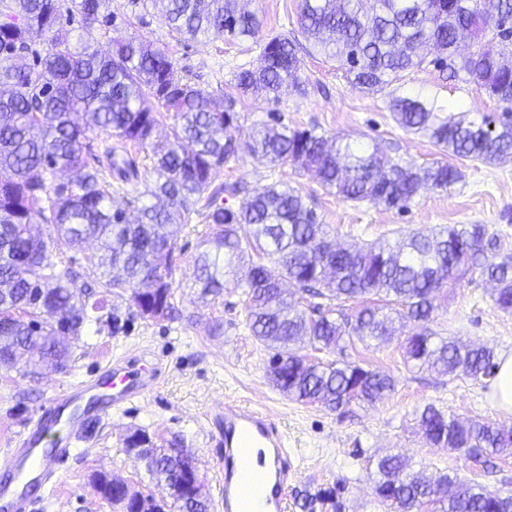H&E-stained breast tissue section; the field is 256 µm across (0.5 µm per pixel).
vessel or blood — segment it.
<instances>
[{"mask_svg": "<svg viewBox=\"0 0 512 512\" xmlns=\"http://www.w3.org/2000/svg\"><path fill=\"white\" fill-rule=\"evenodd\" d=\"M107 371V403L116 407L152 391L159 376L157 369L140 373L120 361ZM101 388L91 381L72 386L63 398L41 410L34 428L10 441L0 454V469L7 474L0 481V512H27L32 491L58 477L71 452V435L83 428L82 404L98 399ZM49 437L54 440L50 450L42 446ZM253 458L259 469L250 467ZM222 471L223 512H252L250 502L257 494L263 497L266 512H281L295 467L277 424L251 405L233 402L224 406Z\"/></svg>", "mask_w": 512, "mask_h": 512, "instance_id": "1", "label": "vessel or blood"}]
</instances>
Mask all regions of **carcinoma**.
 Masks as SVG:
<instances>
[{
  "label": "carcinoma",
  "mask_w": 512,
  "mask_h": 512,
  "mask_svg": "<svg viewBox=\"0 0 512 512\" xmlns=\"http://www.w3.org/2000/svg\"><path fill=\"white\" fill-rule=\"evenodd\" d=\"M474 35L487 23L512 19V0H465ZM444 0H301L298 32L340 63L353 83L380 89L392 73L419 67L417 49L434 43V65L473 79L499 105L494 129L488 117L444 114L435 98L396 97L397 123L457 157L495 163L512 157V43L480 44L457 57L456 23L440 19ZM112 0H9L0 11V60L28 53L25 67L0 69V367L14 368L31 353L65 369L71 341L78 339L105 306L96 289L124 300L140 317L166 319L176 310L171 276L176 240L203 204L209 232L195 258L200 294L216 299L226 286L241 291L245 323L270 351L267 372L289 398L338 409L373 403L394 389L388 374L357 362L317 361L302 349L333 351L342 343L380 346L408 327L403 359L440 376L474 382L493 379V348L438 337L428 322L437 302L469 273L479 272L495 288L491 301L512 314V252L484 224H450L430 234L415 232L395 243L357 247L332 243L329 225L315 206L288 185L271 184L248 195L239 209L220 196L241 188L214 185L217 172L246 148L274 166L291 164L311 172L323 188L353 202L402 209L423 191H446L462 179L452 164H401L379 149L341 143L311 129L256 126L243 143L236 136L235 100L213 96L182 81L162 49L138 38L101 55L72 44L65 24L87 34L104 22ZM237 0H142L178 33L196 37L214 31L231 41L256 38L262 22L236 7ZM49 33L45 52L32 35ZM296 38H267L262 64L240 68L236 88L263 90L276 102L285 86L300 88ZM164 112L178 123L163 141L154 140ZM97 129L120 146L96 149L85 133ZM153 161L154 181L136 220L113 205L112 181L139 178L138 154ZM46 225L35 236L31 225ZM253 227L243 238L239 226ZM96 251L84 273L64 261L68 250L88 240ZM86 277L83 286L76 281ZM297 288L334 302L303 308L288 293ZM355 306L348 309L347 303ZM418 423L432 446L483 455L512 454V427L460 419L428 405ZM146 471L169 492L170 501L147 512H210L206 497L183 487L196 457L182 448L146 446L138 452ZM375 494L390 512H512V494L442 473L427 476L407 458L389 454L375 462ZM95 491L127 512L138 501L125 498L105 475Z\"/></svg>",
  "instance_id": "carcinoma-1"
}]
</instances>
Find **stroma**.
I'll use <instances>...</instances> for the list:
<instances>
[{
	"label": "stroma",
	"instance_id": "35a3bbf8",
	"mask_svg": "<svg viewBox=\"0 0 512 512\" xmlns=\"http://www.w3.org/2000/svg\"><path fill=\"white\" fill-rule=\"evenodd\" d=\"M299 3L248 0V9L262 19L263 28L242 45L228 43L214 33L182 37L157 12H145L133 6L132 0H112L111 24L91 35L72 28L71 38L76 46L102 53L113 42L133 36L165 50L184 81L213 94L235 96L238 135H247L260 123L308 128L379 147L402 163L446 162L463 174L461 182L446 191L422 192L403 211L345 200L322 188L311 173L289 164L273 167L245 151L218 171L215 184L238 182L252 189L288 184L314 201L319 217L341 243L395 242L443 225L484 224L512 250V159L486 165L453 156L402 128L390 109L392 98L421 95L437 98L446 112L456 116L474 118L495 112V102L479 92L469 76L451 79L434 67L432 48H424L422 67L392 75L389 84L378 91L353 84L336 61L310 50L300 53V88L283 89L278 102L258 92L237 91L236 72L259 65L266 36L297 31ZM206 231L203 217L197 216L178 234L181 255L172 275L178 301L174 317L159 321L137 317L128 332L118 335L106 325L88 326L75 341L70 364L63 370L33 376L20 366L0 368V449L41 408L61 398L72 384L96 379L114 359L125 358L161 371L157 385L146 396L119 408L87 413V424L72 441L74 452L63 465L58 483L38 491L30 512H116L92 488L91 479L99 472L126 481L143 495L165 498V490L149 476L143 462L124 451L125 438L138 429L149 435L155 447L176 444L190 449L198 460L211 512H222V407L227 402H246L272 416L288 438L290 453L299 458L288 488L286 512H387L374 492V462L397 452L427 475L448 471L512 492V455L477 463L422 438L415 415L429 404L461 418L506 427H512V413L495 408L482 384L405 365L401 350L405 333L379 347L359 344L340 355L319 354L325 361L340 356L388 373L395 388L381 401L331 410L283 395L267 374V350L245 324L239 294L228 291L205 304L198 297L194 258L203 249ZM490 293L491 286L483 277L466 275L435 310L431 329L442 336L487 345L499 355L512 352V315L494 308Z\"/></svg>",
	"mask_w": 512,
	"mask_h": 512
}]
</instances>
